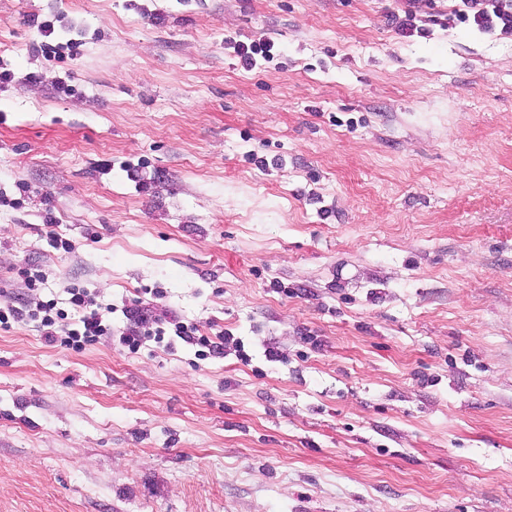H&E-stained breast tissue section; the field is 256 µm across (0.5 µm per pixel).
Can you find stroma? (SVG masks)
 <instances>
[{
  "label": "stroma",
  "mask_w": 512,
  "mask_h": 512,
  "mask_svg": "<svg viewBox=\"0 0 512 512\" xmlns=\"http://www.w3.org/2000/svg\"><path fill=\"white\" fill-rule=\"evenodd\" d=\"M448 5L0 0V289L112 307L0 327V512H512V38ZM149 291L223 356L122 347ZM273 44L269 41L258 39L249 44H239L237 47L238 56L246 67L251 66L255 56L269 57ZM70 304L81 313L73 324H61L67 315L57 304L47 302L39 308L17 307L6 303L0 306V326L10 327L14 323L36 322L43 336L49 343H60L61 346L79 350L95 341L99 336L112 333L108 314L112 313L111 305L98 303L96 292L84 287L69 289ZM72 326V327H71ZM63 333V334H60Z\"/></svg>",
  "instance_id": "stroma-1"
}]
</instances>
